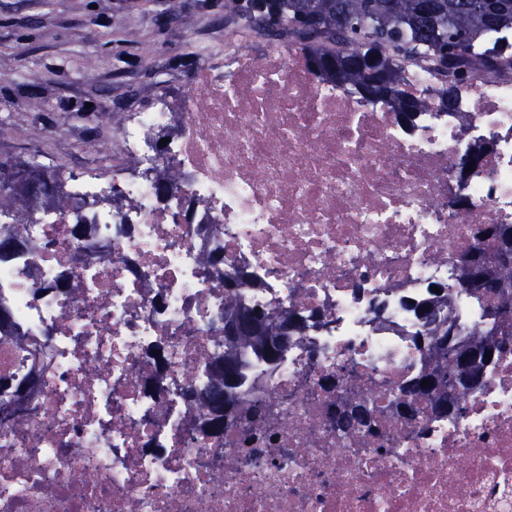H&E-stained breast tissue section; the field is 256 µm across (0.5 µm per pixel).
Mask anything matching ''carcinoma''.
<instances>
[{
    "mask_svg": "<svg viewBox=\"0 0 512 512\" xmlns=\"http://www.w3.org/2000/svg\"><path fill=\"white\" fill-rule=\"evenodd\" d=\"M239 15L262 25L267 31L294 34L305 42L309 56L318 63L316 73L340 85L350 86L359 95L372 88L382 95L379 102L410 126L425 102L402 89L395 58L421 54L438 71L455 62L485 31L512 28V0H482L480 10L471 0H246ZM481 232L496 245L497 261L482 276L466 281L475 295L496 297L503 309L512 307V224H486ZM416 308L422 322L430 364L401 387V391L427 396L440 412H448V372L456 370L448 353L453 327L442 318L448 303V289ZM265 320L259 330L246 331L224 343V359L212 368L211 415L205 427L212 433L224 429V417L236 412L256 362L268 364L280 357L286 335L274 324L276 315L257 311ZM512 330L499 324L489 329H473L459 340L461 347L486 349L497 345ZM427 379L432 385L422 384ZM338 427L348 438L358 437L374 421L373 410L364 400L338 414Z\"/></svg>",
    "mask_w": 512,
    "mask_h": 512,
    "instance_id": "cac0c4a2",
    "label": "carcinoma"
}]
</instances>
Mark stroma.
<instances>
[{"mask_svg": "<svg viewBox=\"0 0 512 512\" xmlns=\"http://www.w3.org/2000/svg\"><path fill=\"white\" fill-rule=\"evenodd\" d=\"M239 0H0V162L79 171L112 118L183 92ZM53 131L44 140V131Z\"/></svg>", "mask_w": 512, "mask_h": 512, "instance_id": "1", "label": "stroma"}]
</instances>
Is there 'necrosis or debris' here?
Returning <instances> with one entry per match:
<instances>
[{
    "label": "necrosis or debris",
    "instance_id": "4bbe7bcc",
    "mask_svg": "<svg viewBox=\"0 0 512 512\" xmlns=\"http://www.w3.org/2000/svg\"><path fill=\"white\" fill-rule=\"evenodd\" d=\"M265 41L258 52L256 41ZM455 104L424 57L400 78L414 130L319 78L297 38L237 27L182 96L121 114L59 199L0 205V512H512V347L461 413L393 390L426 352L412 302L448 289L449 323L488 322L459 288L479 224H512V28L477 39ZM492 149L465 181L457 158ZM296 319L251 377L259 419L201 430L224 353V281ZM373 434L336 433L346 398Z\"/></svg>",
    "mask_w": 512,
    "mask_h": 512
}]
</instances>
